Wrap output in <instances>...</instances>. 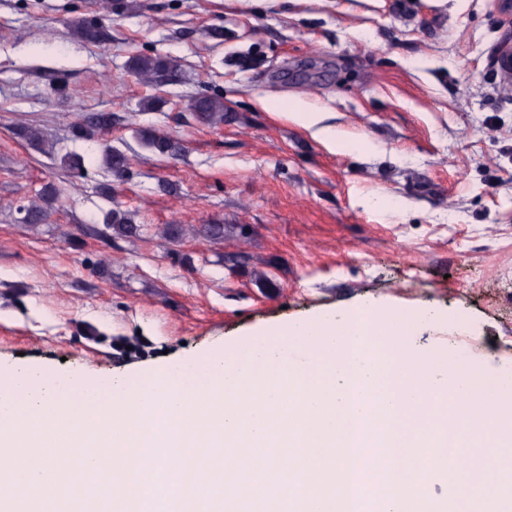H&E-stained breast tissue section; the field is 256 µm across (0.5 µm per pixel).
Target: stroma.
Returning a JSON list of instances; mask_svg holds the SVG:
<instances>
[{"mask_svg": "<svg viewBox=\"0 0 512 512\" xmlns=\"http://www.w3.org/2000/svg\"><path fill=\"white\" fill-rule=\"evenodd\" d=\"M74 19L103 40L74 39ZM511 37L497 0H0V369L105 385L377 305L437 312L415 324L412 358L441 350L457 370L467 343L480 384L512 386V85L496 66ZM136 55L179 67L145 84ZM196 95L222 98L228 120L197 122ZM95 112L112 114L105 138L129 159L120 181L72 136ZM150 127L180 153L146 148ZM68 153L82 170L64 168ZM47 183L48 222L18 224ZM112 205L140 237L105 241ZM168 224H220L224 242L172 243ZM119 336L137 352L117 351Z\"/></svg>", "mask_w": 512, "mask_h": 512, "instance_id": "1", "label": "stroma"}]
</instances>
